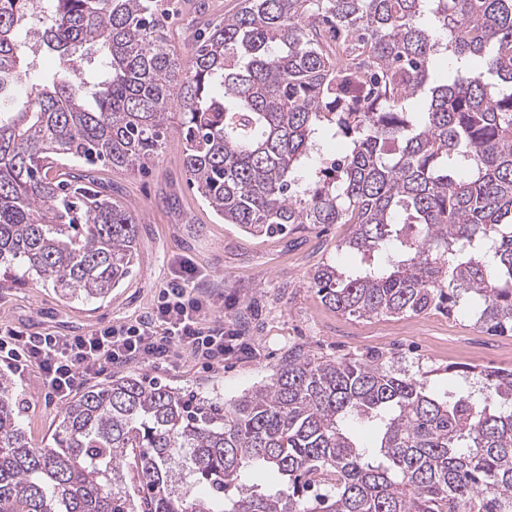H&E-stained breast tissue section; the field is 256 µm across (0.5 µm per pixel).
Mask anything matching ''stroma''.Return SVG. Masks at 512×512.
Returning <instances> with one entry per match:
<instances>
[{
	"mask_svg": "<svg viewBox=\"0 0 512 512\" xmlns=\"http://www.w3.org/2000/svg\"><path fill=\"white\" fill-rule=\"evenodd\" d=\"M159 0L162 35L184 54L190 35L205 23L222 22L244 0ZM181 138L170 130L161 150L143 167H99L96 176L137 221L138 253L133 271L102 300L61 297L33 280L23 266L0 277V323L57 336H83L110 325H130L149 315L166 282L188 263L199 275L198 293L208 302L206 319L241 337L246 355L207 362L188 352L167 361L115 364L84 380V387L140 374L191 395L224 404L266 381L288 350L314 357L364 358L407 366L423 374L430 389L448 386L450 371L512 370V335L494 336L473 321L442 310L419 315L355 318L335 312L313 284L315 268L339 261L337 243L345 224H303L282 237L255 236L219 222L189 187L181 160ZM23 401L22 425L34 443H51L67 402L50 397L38 370L11 375Z\"/></svg>",
	"mask_w": 512,
	"mask_h": 512,
	"instance_id": "1",
	"label": "stroma"
}]
</instances>
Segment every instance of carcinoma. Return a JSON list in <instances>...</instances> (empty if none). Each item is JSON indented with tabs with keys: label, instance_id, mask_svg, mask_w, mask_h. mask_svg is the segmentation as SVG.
I'll return each instance as SVG.
<instances>
[{
	"label": "carcinoma",
	"instance_id": "1",
	"mask_svg": "<svg viewBox=\"0 0 512 512\" xmlns=\"http://www.w3.org/2000/svg\"><path fill=\"white\" fill-rule=\"evenodd\" d=\"M42 9L50 82L31 77L34 0H0V265L106 298L137 227L86 167L135 169L175 122L224 223L350 225L336 249L359 265L313 274L332 310L451 314L467 297L480 328L512 333V0H245L186 56L155 0ZM84 45L102 51L95 91ZM326 139L345 154L315 164ZM477 377L479 399L377 357L291 352L221 407L125 375L71 400L43 448L0 377V512H512V370Z\"/></svg>",
	"mask_w": 512,
	"mask_h": 512
}]
</instances>
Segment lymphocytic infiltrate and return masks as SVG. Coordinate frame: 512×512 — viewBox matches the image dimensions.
Instances as JSON below:
<instances>
[{
	"mask_svg": "<svg viewBox=\"0 0 512 512\" xmlns=\"http://www.w3.org/2000/svg\"><path fill=\"white\" fill-rule=\"evenodd\" d=\"M196 280L193 269H183L162 289L150 320L108 326L84 336L30 333L0 324V365L19 372L37 368L49 395L63 398L106 365L164 360L175 347L209 359L223 358L234 346L225 342L223 324H204L203 306L194 294Z\"/></svg>",
	"mask_w": 512,
	"mask_h": 512,
	"instance_id": "obj_1",
	"label": "lymphocytic infiltrate"
}]
</instances>
